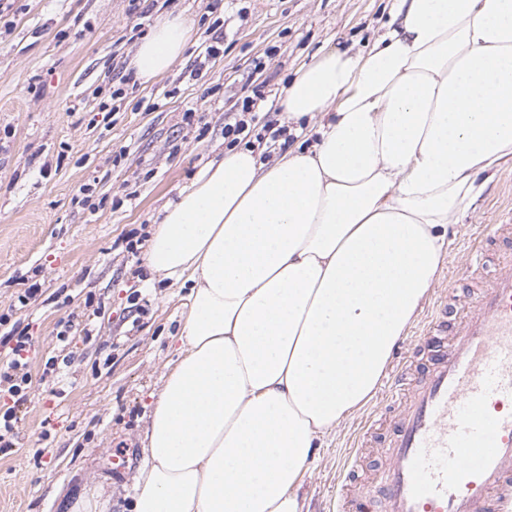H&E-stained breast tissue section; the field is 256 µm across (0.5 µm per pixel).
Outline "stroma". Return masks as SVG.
<instances>
[{
    "instance_id": "stroma-1",
    "label": "stroma",
    "mask_w": 512,
    "mask_h": 512,
    "mask_svg": "<svg viewBox=\"0 0 512 512\" xmlns=\"http://www.w3.org/2000/svg\"><path fill=\"white\" fill-rule=\"evenodd\" d=\"M0 11V314L34 344L29 400L13 448L0 452V512H66L98 495L95 512H121L144 461L149 411L173 367L183 289L154 282L146 254L154 220L201 162L230 142L224 124L256 103L259 124L298 67L333 50L359 52L388 23L389 0H7ZM186 13L194 45L140 84L135 50L158 19ZM219 54L192 77L214 21ZM124 90L112 100L113 88ZM115 102L105 112L101 103ZM95 191L77 204L83 185ZM512 213V161L449 233L431 301L466 296V255L483 225ZM137 243L128 251L125 241ZM39 290L27 305L17 296ZM73 318L71 345L55 338ZM389 397L368 403L324 439L303 477L308 512H331L340 471L367 419L378 424L359 475L379 483L392 431ZM126 467L113 473V458Z\"/></svg>"
}]
</instances>
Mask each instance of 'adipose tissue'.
Wrapping results in <instances>:
<instances>
[{"label": "adipose tissue", "mask_w": 512, "mask_h": 512, "mask_svg": "<svg viewBox=\"0 0 512 512\" xmlns=\"http://www.w3.org/2000/svg\"><path fill=\"white\" fill-rule=\"evenodd\" d=\"M365 51L279 97L301 139L235 146L161 212L147 265L188 286L131 512H306L322 439L373 396L440 274L448 232L512 160V0H393ZM158 21L147 84L190 45Z\"/></svg>", "instance_id": "1"}]
</instances>
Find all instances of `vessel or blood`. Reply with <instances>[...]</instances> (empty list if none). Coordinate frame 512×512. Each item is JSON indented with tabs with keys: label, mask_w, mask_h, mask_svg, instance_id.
<instances>
[{
	"label": "vessel or blood",
	"mask_w": 512,
	"mask_h": 512,
	"mask_svg": "<svg viewBox=\"0 0 512 512\" xmlns=\"http://www.w3.org/2000/svg\"><path fill=\"white\" fill-rule=\"evenodd\" d=\"M478 285L455 325L426 317L414 350L448 336L396 406L380 481L386 512H512V224L467 256Z\"/></svg>",
	"instance_id": "obj_1"
}]
</instances>
